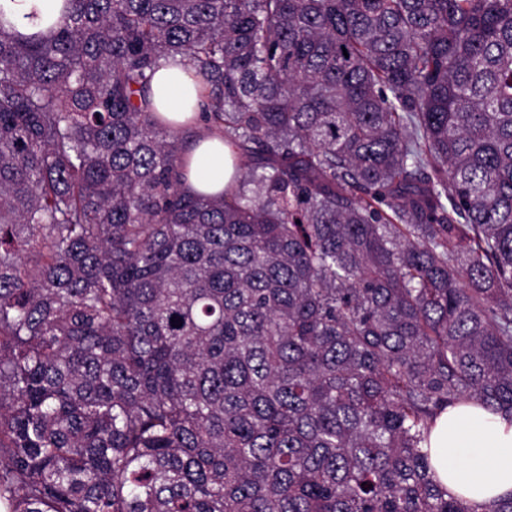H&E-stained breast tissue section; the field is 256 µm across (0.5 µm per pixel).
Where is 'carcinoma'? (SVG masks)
I'll return each instance as SVG.
<instances>
[{"instance_id": "cac0c4a2", "label": "carcinoma", "mask_w": 512, "mask_h": 512, "mask_svg": "<svg viewBox=\"0 0 512 512\" xmlns=\"http://www.w3.org/2000/svg\"><path fill=\"white\" fill-rule=\"evenodd\" d=\"M469 403L512 416V0L0 22V512H512L435 478ZM178 65L170 59L162 62L155 73L151 92L154 100L162 107L165 114L177 118L182 111L184 101L192 86L181 58L176 57ZM212 146H219L220 149L213 151L210 148ZM186 150L192 154L194 161L189 176L192 188L204 193H216L224 190V185L231 175V169L226 165L229 148L217 139H205L196 143L190 140L186 145Z\"/></svg>"}]
</instances>
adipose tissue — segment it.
Instances as JSON below:
<instances>
[{
	"label": "adipose tissue",
	"instance_id": "ef3b65f1",
	"mask_svg": "<svg viewBox=\"0 0 512 512\" xmlns=\"http://www.w3.org/2000/svg\"><path fill=\"white\" fill-rule=\"evenodd\" d=\"M62 0H0V18L24 33L32 32L31 13L43 22L56 21ZM191 84L183 65L167 61L152 81L154 100L170 117H178ZM212 140L188 142L194 166L192 188L216 193L228 182L231 169ZM429 446L432 464L449 492L482 504L512 493V418L476 405L448 408L435 420Z\"/></svg>",
	"mask_w": 512,
	"mask_h": 512
}]
</instances>
